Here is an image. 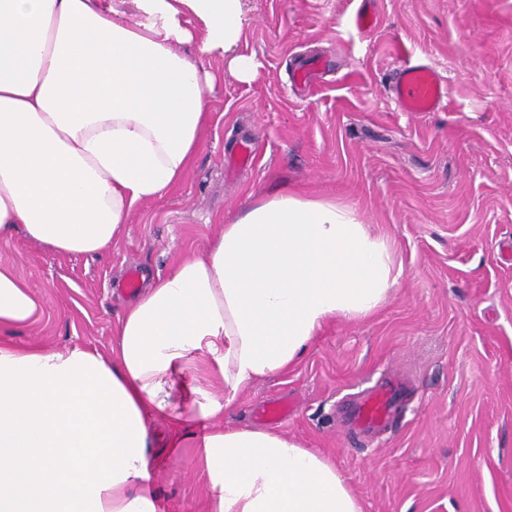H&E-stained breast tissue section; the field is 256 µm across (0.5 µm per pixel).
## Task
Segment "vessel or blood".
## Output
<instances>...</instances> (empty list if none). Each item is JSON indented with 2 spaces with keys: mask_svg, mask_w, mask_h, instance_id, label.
Here are the masks:
<instances>
[{
  "mask_svg": "<svg viewBox=\"0 0 512 512\" xmlns=\"http://www.w3.org/2000/svg\"><path fill=\"white\" fill-rule=\"evenodd\" d=\"M392 93L400 111L434 112L447 99V85L431 66L408 62L397 70ZM407 387L403 375H391L385 383L365 387L342 404L338 416L354 434L377 437L394 423L398 400Z\"/></svg>",
  "mask_w": 512,
  "mask_h": 512,
  "instance_id": "b4317fda",
  "label": "vessel or blood"
}]
</instances>
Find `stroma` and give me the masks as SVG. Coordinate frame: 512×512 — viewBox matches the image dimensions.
<instances>
[{
	"mask_svg": "<svg viewBox=\"0 0 512 512\" xmlns=\"http://www.w3.org/2000/svg\"><path fill=\"white\" fill-rule=\"evenodd\" d=\"M239 51L251 83L225 78L182 184L141 205L102 256L61 255L23 233L0 240L42 309L6 339L111 356L132 299L126 269L166 274L204 255L250 190L296 188L356 210L388 241L401 275L360 320L332 319L288 371L236 395L228 426L263 428L257 408H294L274 431L330 459L363 512H512V0H243ZM369 10L371 29L354 17ZM445 78L448 105L401 112L389 92L403 59ZM323 60L311 93L297 87ZM259 151L233 169L244 142ZM400 373L409 381L395 427L366 440L336 428L339 399ZM185 404L223 397L213 357L186 376ZM193 438L159 455L149 486L161 512H209L210 481Z\"/></svg>",
	"mask_w": 512,
	"mask_h": 512,
	"instance_id": "stroma-1",
	"label": "stroma"
}]
</instances>
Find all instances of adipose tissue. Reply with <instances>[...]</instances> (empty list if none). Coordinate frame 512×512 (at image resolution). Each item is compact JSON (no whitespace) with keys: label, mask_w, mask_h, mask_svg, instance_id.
I'll list each match as a JSON object with an SVG mask.
<instances>
[{"label":"adipose tissue","mask_w":512,"mask_h":512,"mask_svg":"<svg viewBox=\"0 0 512 512\" xmlns=\"http://www.w3.org/2000/svg\"><path fill=\"white\" fill-rule=\"evenodd\" d=\"M0 0V239L64 255L111 251L140 204L188 174L218 80L253 81L243 0ZM400 275L356 212L294 190L260 195L205 257L151 280L111 357L0 342V512H157L152 424L224 418L237 392L297 362L332 318L380 309ZM38 298L0 263V333ZM213 356L223 398L176 409L183 373ZM212 512H362L333 464L283 434L202 438Z\"/></svg>","instance_id":"1"}]
</instances>
